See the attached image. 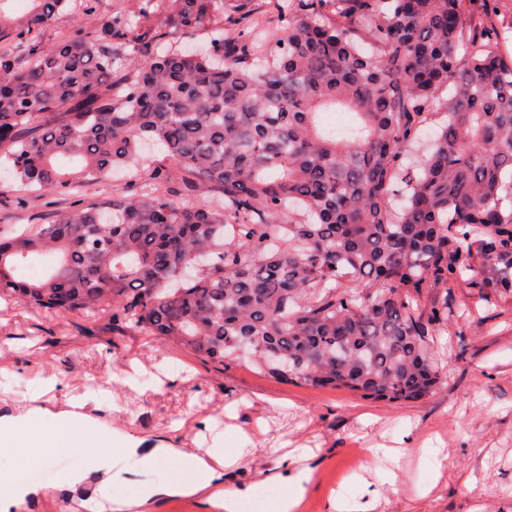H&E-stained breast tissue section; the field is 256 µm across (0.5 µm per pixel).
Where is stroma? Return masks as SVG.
Instances as JSON below:
<instances>
[{
  "instance_id": "obj_1",
  "label": "stroma",
  "mask_w": 512,
  "mask_h": 512,
  "mask_svg": "<svg viewBox=\"0 0 512 512\" xmlns=\"http://www.w3.org/2000/svg\"><path fill=\"white\" fill-rule=\"evenodd\" d=\"M134 12L138 0H91L88 13L58 15L37 40L49 47L66 33ZM112 180L67 196L19 192L0 182V227L21 230L50 224L73 206L111 197ZM457 314L435 339L443 385L430 397L386 406L343 390L280 383L245 361L218 365L157 336L115 325L109 315L88 320L47 314L0 299V413L39 397L63 405L95 391L101 407L87 414L144 448H193L220 440L234 451L251 449L257 466L274 467L278 455L309 448L313 456L300 512H328L339 490L377 512H512V293L485 302L460 283L451 291ZM376 456H367V449ZM401 449L399 460L385 456ZM90 455L72 448L42 467L28 468L21 449L0 447V496L20 472L48 489L23 512H62L98 492L124 501L144 485L169 480L175 467L128 460L120 479L105 484L91 471ZM89 470L88 480L60 488L62 476ZM396 483H388L387 472ZM473 481L466 491L465 481Z\"/></svg>"
}]
</instances>
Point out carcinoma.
I'll list each match as a JSON object with an SVG mask.
<instances>
[{
  "instance_id": "obj_1",
  "label": "carcinoma",
  "mask_w": 512,
  "mask_h": 512,
  "mask_svg": "<svg viewBox=\"0 0 512 512\" xmlns=\"http://www.w3.org/2000/svg\"><path fill=\"white\" fill-rule=\"evenodd\" d=\"M90 0L0 8V159L67 195L140 168L126 194L0 229V296L112 313L217 364L386 405L442 383L433 338L465 272L512 292V62L467 0H142L48 49ZM159 13L205 45L166 41ZM355 114L339 137L320 124ZM435 123L415 168L406 153ZM56 262L39 279L30 258Z\"/></svg>"
}]
</instances>
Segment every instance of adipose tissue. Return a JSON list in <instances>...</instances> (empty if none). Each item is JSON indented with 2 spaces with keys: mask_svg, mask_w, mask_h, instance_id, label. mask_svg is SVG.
<instances>
[{
  "mask_svg": "<svg viewBox=\"0 0 512 512\" xmlns=\"http://www.w3.org/2000/svg\"><path fill=\"white\" fill-rule=\"evenodd\" d=\"M91 400L92 396L88 393L70 398L67 408L56 412L41 405L23 407L17 414L0 416V433L17 434V447L23 448L30 460L41 463L48 462L57 449L71 446V434L77 428L89 433L94 444L100 447L96 454V469L108 470L113 460H127L139 455L137 446L129 438L82 413V406ZM36 416L47 419L54 426L52 438L44 440L26 437V425ZM144 457L146 462L155 465L176 460L179 470L171 482L146 486L135 501L138 507L148 506L161 497L205 495L211 488L220 486L224 489L225 512H235L238 498L248 494L246 488L227 487L223 484L225 470L251 466V459L243 454L230 455L220 448H154ZM302 460V455L288 453L279 458L276 468L257 469V484L286 483L293 488L291 494L272 503V512H298L305 493L303 483L310 478V469L303 466Z\"/></svg>",
  "mask_w": 512,
  "mask_h": 512,
  "instance_id": "1",
  "label": "adipose tissue"
}]
</instances>
